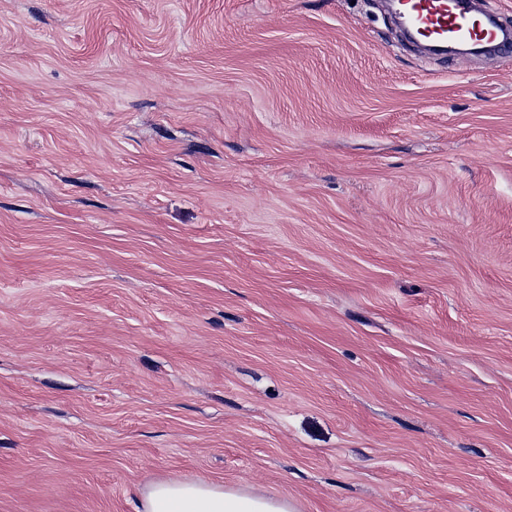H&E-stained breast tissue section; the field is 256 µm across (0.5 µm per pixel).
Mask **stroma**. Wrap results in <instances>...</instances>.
Wrapping results in <instances>:
<instances>
[{
	"label": "stroma",
	"instance_id": "1",
	"mask_svg": "<svg viewBox=\"0 0 512 512\" xmlns=\"http://www.w3.org/2000/svg\"><path fill=\"white\" fill-rule=\"evenodd\" d=\"M161 478L512 512V52L373 0H0V512Z\"/></svg>",
	"mask_w": 512,
	"mask_h": 512
}]
</instances>
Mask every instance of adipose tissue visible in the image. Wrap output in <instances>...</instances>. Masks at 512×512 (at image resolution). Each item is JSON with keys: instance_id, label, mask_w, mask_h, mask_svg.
I'll return each mask as SVG.
<instances>
[{"instance_id": "ef3b65f1", "label": "adipose tissue", "mask_w": 512, "mask_h": 512, "mask_svg": "<svg viewBox=\"0 0 512 512\" xmlns=\"http://www.w3.org/2000/svg\"><path fill=\"white\" fill-rule=\"evenodd\" d=\"M137 512H295L286 498L254 487L159 479L146 485Z\"/></svg>"}]
</instances>
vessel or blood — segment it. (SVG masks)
Instances as JSON below:
<instances>
[{
	"label": "vessel or blood",
	"instance_id": "b4317fda",
	"mask_svg": "<svg viewBox=\"0 0 512 512\" xmlns=\"http://www.w3.org/2000/svg\"><path fill=\"white\" fill-rule=\"evenodd\" d=\"M400 8L420 39L429 42L467 41L503 48L499 28L477 18L475 4L458 0H402Z\"/></svg>",
	"mask_w": 512,
	"mask_h": 512
}]
</instances>
